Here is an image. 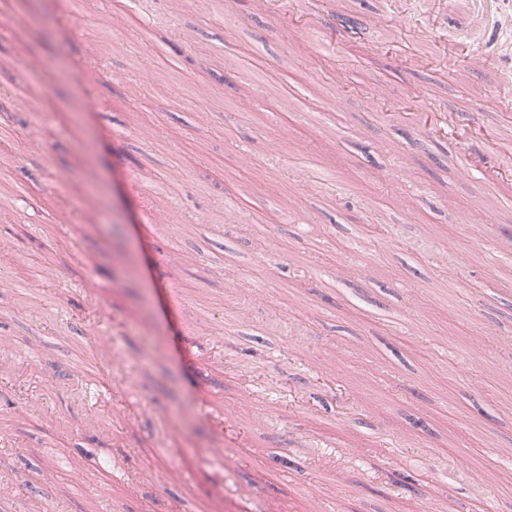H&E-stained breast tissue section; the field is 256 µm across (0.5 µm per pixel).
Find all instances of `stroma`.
Segmentation results:
<instances>
[{
  "instance_id": "stroma-1",
  "label": "stroma",
  "mask_w": 512,
  "mask_h": 512,
  "mask_svg": "<svg viewBox=\"0 0 512 512\" xmlns=\"http://www.w3.org/2000/svg\"><path fill=\"white\" fill-rule=\"evenodd\" d=\"M335 14L366 31L329 29L331 58L311 34ZM0 15L41 63L27 72L0 38V126L32 117L0 139V378L20 384L0 389V499L26 482L27 512H487L491 482L512 512V180L460 178L471 139L406 153L412 108L486 133L512 122V0H436L425 21L412 0H304L285 20L253 0H112L76 37L64 0H0ZM242 52L265 86L235 67ZM306 160L331 171L311 190ZM60 210L71 223H51ZM423 241L459 260L453 302ZM47 267L37 290L20 284ZM97 271L114 287L91 303ZM116 336L98 411L74 386L91 343ZM342 388L357 413H338Z\"/></svg>"
}]
</instances>
